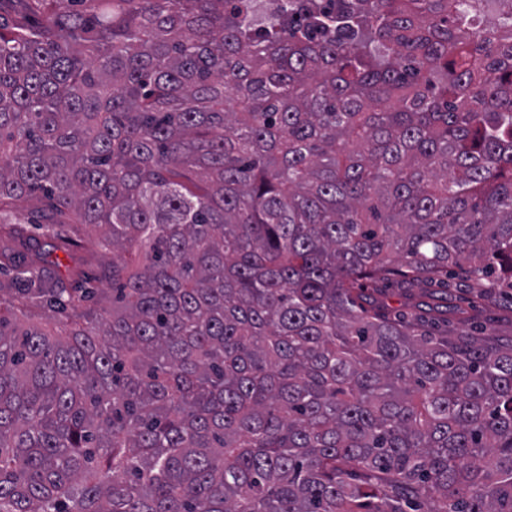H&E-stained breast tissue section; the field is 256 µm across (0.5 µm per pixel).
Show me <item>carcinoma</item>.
Segmentation results:
<instances>
[{"label":"carcinoma","instance_id":"cac0c4a2","mask_svg":"<svg viewBox=\"0 0 512 512\" xmlns=\"http://www.w3.org/2000/svg\"><path fill=\"white\" fill-rule=\"evenodd\" d=\"M71 2L0 0V214L112 305L0 218V512H512V330L386 303L512 286V0ZM86 237V248L76 251L67 252L62 249L51 250L48 246L44 248L50 249L51 255L48 260L49 268L58 274L68 275L74 268H81L87 272L97 270L99 264L112 263V248L106 251L97 250L95 245L96 239L103 232L101 228L88 227Z\"/></svg>","mask_w":512,"mask_h":512}]
</instances>
